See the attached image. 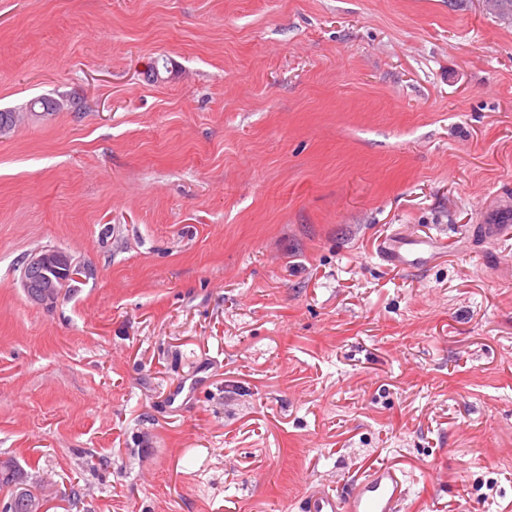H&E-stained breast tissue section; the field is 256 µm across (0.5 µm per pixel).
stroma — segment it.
<instances>
[{"label": "stroma", "mask_w": 512, "mask_h": 512, "mask_svg": "<svg viewBox=\"0 0 512 512\" xmlns=\"http://www.w3.org/2000/svg\"><path fill=\"white\" fill-rule=\"evenodd\" d=\"M38 97L83 109L0 135V456L48 512H301L381 464L401 512H512V20L0 0V110ZM40 249L81 270L47 306ZM426 241L412 240L405 237H394L382 246L381 257L383 260L400 268H416L423 261L421 256Z\"/></svg>", "instance_id": "obj_1"}]
</instances>
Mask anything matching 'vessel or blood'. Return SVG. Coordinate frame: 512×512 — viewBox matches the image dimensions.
I'll list each match as a JSON object with an SVG mask.
<instances>
[{
    "label": "vessel or blood",
    "mask_w": 512,
    "mask_h": 512,
    "mask_svg": "<svg viewBox=\"0 0 512 512\" xmlns=\"http://www.w3.org/2000/svg\"><path fill=\"white\" fill-rule=\"evenodd\" d=\"M424 244L418 240L394 237L381 249L383 260L400 268L421 264ZM405 476L382 465L357 475L343 495L315 489L303 499V512H401L405 498Z\"/></svg>",
    "instance_id": "obj_1"
}]
</instances>
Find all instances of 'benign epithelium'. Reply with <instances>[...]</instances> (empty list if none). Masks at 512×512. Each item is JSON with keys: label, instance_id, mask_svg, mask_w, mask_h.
<instances>
[{"label": "benign epithelium", "instance_id": "1", "mask_svg": "<svg viewBox=\"0 0 512 512\" xmlns=\"http://www.w3.org/2000/svg\"><path fill=\"white\" fill-rule=\"evenodd\" d=\"M78 272L64 253L54 249L41 250L26 260L23 287L33 301L53 304L59 299L63 285Z\"/></svg>", "mask_w": 512, "mask_h": 512}]
</instances>
